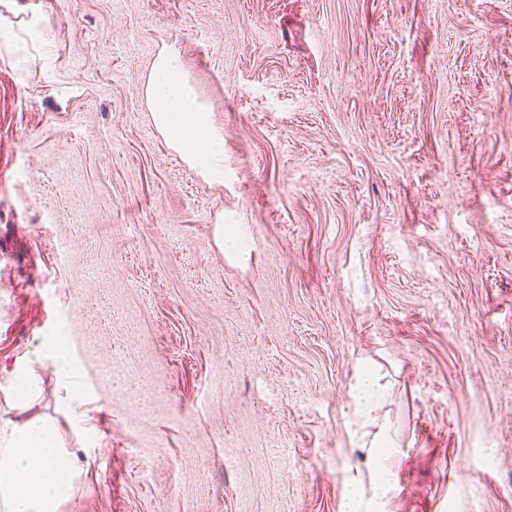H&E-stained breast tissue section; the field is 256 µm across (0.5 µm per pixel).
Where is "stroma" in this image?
<instances>
[{
	"label": "stroma",
	"mask_w": 512,
	"mask_h": 512,
	"mask_svg": "<svg viewBox=\"0 0 512 512\" xmlns=\"http://www.w3.org/2000/svg\"><path fill=\"white\" fill-rule=\"evenodd\" d=\"M0 385L66 338L63 512H340L370 360L390 512H512V0H10ZM173 52L224 137L156 128ZM245 225L248 245L218 230ZM49 22V17L42 10L31 12L24 29L32 46L37 44L39 48H46L50 45ZM147 97L156 127L173 148L223 181L224 138L211 126L208 109L173 63L172 53L154 63Z\"/></svg>",
	"instance_id": "obj_1"
}]
</instances>
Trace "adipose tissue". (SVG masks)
<instances>
[{
	"instance_id": "1",
	"label": "adipose tissue",
	"mask_w": 512,
	"mask_h": 512,
	"mask_svg": "<svg viewBox=\"0 0 512 512\" xmlns=\"http://www.w3.org/2000/svg\"><path fill=\"white\" fill-rule=\"evenodd\" d=\"M147 97L156 127L173 148L211 178L223 179L224 139L172 54L154 63ZM42 397L43 378L27 364L10 373L9 385L0 393V512H61L82 482L84 472L66 448L55 418L38 410ZM351 397L374 429L372 465L365 472L349 470L342 512H389L394 485L386 461L400 446L389 422L374 415L380 385L369 364L359 366Z\"/></svg>"
}]
</instances>
